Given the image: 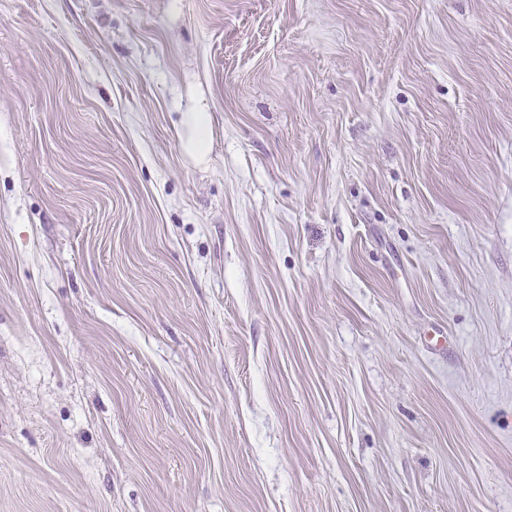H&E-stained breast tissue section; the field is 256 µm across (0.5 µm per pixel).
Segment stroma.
Returning <instances> with one entry per match:
<instances>
[{
  "mask_svg": "<svg viewBox=\"0 0 512 512\" xmlns=\"http://www.w3.org/2000/svg\"><path fill=\"white\" fill-rule=\"evenodd\" d=\"M0 512H512V0H0ZM183 135L181 151L197 164L207 163L212 145V117L210 112L195 109L182 114Z\"/></svg>",
  "mask_w": 512,
  "mask_h": 512,
  "instance_id": "stroma-1",
  "label": "stroma"
}]
</instances>
